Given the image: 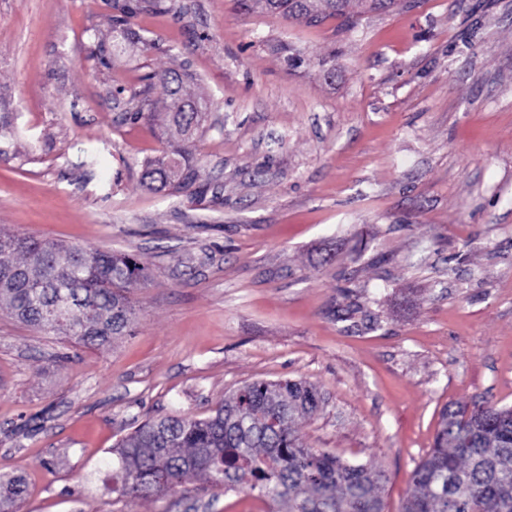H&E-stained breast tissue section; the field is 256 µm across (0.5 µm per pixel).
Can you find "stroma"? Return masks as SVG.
<instances>
[{
	"label": "stroma",
	"mask_w": 512,
	"mask_h": 512,
	"mask_svg": "<svg viewBox=\"0 0 512 512\" xmlns=\"http://www.w3.org/2000/svg\"><path fill=\"white\" fill-rule=\"evenodd\" d=\"M120 2L0 0V231L149 273L133 334L102 348L0 309L13 512H270L192 475L130 501L112 450L281 379L325 398L307 443L382 471L401 512L446 405L512 406V0H418L351 30L165 0L130 18L152 48L116 58ZM168 69L207 105L182 143L198 177L176 193L141 185L171 151L162 86L126 112Z\"/></svg>",
	"instance_id": "obj_1"
}]
</instances>
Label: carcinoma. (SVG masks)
<instances>
[{
    "mask_svg": "<svg viewBox=\"0 0 512 512\" xmlns=\"http://www.w3.org/2000/svg\"><path fill=\"white\" fill-rule=\"evenodd\" d=\"M352 0H243L249 10L320 23L328 17L352 29ZM129 3L112 16V55L132 40ZM167 96V133L186 140L197 130L202 105L191 100L186 78L176 71L154 75ZM128 111L150 106L148 89L131 92ZM194 169L175 160L149 163L142 185L150 191H179ZM148 278L146 268L126 254L37 242L0 230V305L21 322L63 331L84 346L101 347L134 331L129 285ZM323 405L317 387L303 380L253 382L218 403L210 416H170L147 421L115 450L112 488L130 500L175 489L185 476L202 475L231 491H257L288 512H384L380 471L351 464L308 445L298 420ZM414 492L402 512H512V408L483 405L445 407L433 448L414 468ZM19 477H0V501L23 497Z\"/></svg>",
    "mask_w": 512,
    "mask_h": 512,
    "instance_id": "cac0c4a2",
    "label": "carcinoma"
}]
</instances>
